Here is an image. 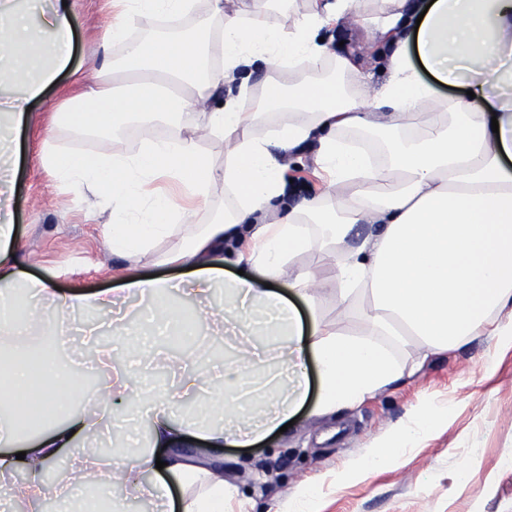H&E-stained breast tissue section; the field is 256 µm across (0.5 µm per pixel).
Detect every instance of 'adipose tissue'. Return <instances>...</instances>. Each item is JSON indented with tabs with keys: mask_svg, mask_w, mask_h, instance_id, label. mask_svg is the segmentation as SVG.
Here are the masks:
<instances>
[{
	"mask_svg": "<svg viewBox=\"0 0 512 512\" xmlns=\"http://www.w3.org/2000/svg\"><path fill=\"white\" fill-rule=\"evenodd\" d=\"M278 2L252 0L228 14L223 0H209L208 16L184 31L180 24L194 16L196 0H112L104 63L87 82L91 107H63L61 120L64 129L96 133L106 146L66 157L49 140L40 162L62 190L108 212L103 235L123 265L111 272L115 288L61 293L22 270L12 195L30 118L25 106L67 67L74 9L62 0H0V447L7 450L0 468L24 472L10 497L30 512H40L50 492L67 512H125L113 495L119 487L157 512H225L231 502L249 512L220 462L180 452L182 439L248 448L309 400L315 415L335 418L401 377L395 349L416 342L427 356L452 348L492 314L512 310V0H380L369 26L386 48L377 83L329 48L336 23L360 17L356 0H312L287 24L274 25L269 14ZM142 22L177 34L130 36ZM259 67L258 83L238 82V96H225L237 72ZM129 76L142 80L136 95L103 96L101 84ZM447 84L462 94L444 95ZM243 96L254 99L253 111H241ZM209 99L216 105L205 112L204 128L225 144L223 167L209 165L197 139L179 132L150 139L132 155L108 147L130 120L191 112ZM269 112L288 120L265 122ZM349 131L382 135L384 160L370 162L351 148ZM309 149L330 190L296 203L281 160ZM159 179L177 185L184 203L153 189ZM218 180L234 206L221 220L196 223V208ZM357 224L375 230L353 248L348 238ZM313 251L332 262L334 276L297 263ZM147 257L190 269L191 277L131 276ZM283 274L287 293L269 289ZM183 288L198 299L190 315L171 303ZM218 288L224 305L216 309L208 295ZM364 291L372 302L361 334L339 332L321 316L322 295L344 307ZM139 300L153 305L164 333L189 331L199 341L185 355L142 341L143 373L136 376L114 361L128 351L126 321ZM90 308L116 311V341L97 360L93 421L73 404L80 350L67 362L59 353L64 337L41 340L51 320ZM223 334L233 353L217 380L197 361ZM309 360L318 372L313 398L303 371ZM161 366L171 384L149 386L145 372ZM203 390L210 405L195 418L177 417ZM135 403L150 416L146 451L103 460L97 445L111 412ZM442 412L429 405L394 427L361 470L417 447ZM63 455L72 472L66 483L49 486L46 475ZM142 471L154 473V482L143 483Z\"/></svg>",
	"mask_w": 512,
	"mask_h": 512,
	"instance_id": "1",
	"label": "adipose tissue"
}]
</instances>
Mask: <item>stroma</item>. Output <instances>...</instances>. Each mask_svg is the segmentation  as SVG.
<instances>
[{
    "label": "stroma",
    "mask_w": 512,
    "mask_h": 512,
    "mask_svg": "<svg viewBox=\"0 0 512 512\" xmlns=\"http://www.w3.org/2000/svg\"><path fill=\"white\" fill-rule=\"evenodd\" d=\"M110 0H78L71 60L42 97L28 105L14 197L18 256L29 274L52 287L87 292L112 287L120 260L108 249L82 199L60 190L38 162L48 139L67 154L100 142L70 135L52 119L78 96L73 70L91 73L107 35ZM448 406L429 437L396 461L359 477L357 460L389 430L428 404ZM512 313L502 312L470 343L431 356L404 376L330 422L303 409L286 432L251 448H218L225 479L270 512L302 485L314 486L319 512H512ZM467 480H460V470Z\"/></svg>",
    "instance_id": "stroma-1"
}]
</instances>
